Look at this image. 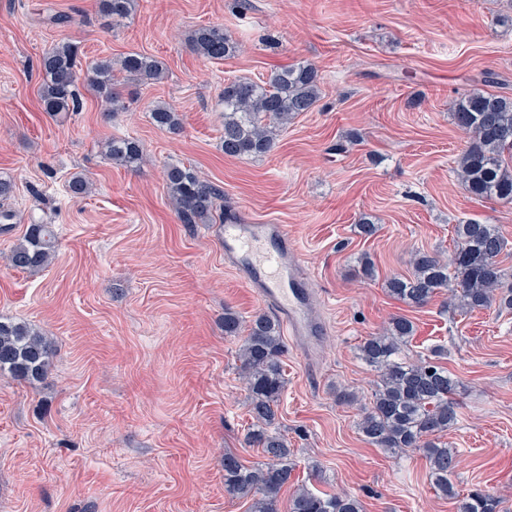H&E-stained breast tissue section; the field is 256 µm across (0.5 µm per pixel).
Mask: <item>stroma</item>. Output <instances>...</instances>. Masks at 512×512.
Wrapping results in <instances>:
<instances>
[{"label": "stroma", "mask_w": 512, "mask_h": 512, "mask_svg": "<svg viewBox=\"0 0 512 512\" xmlns=\"http://www.w3.org/2000/svg\"><path fill=\"white\" fill-rule=\"evenodd\" d=\"M99 0H0V319L28 323L55 348L48 377L0 376V512H250L224 490L225 452L262 455L245 441L253 421L238 374L243 320L265 307L224 261L207 224H184L165 169L193 167L249 222L288 225L311 301L328 333L288 345L279 428L295 478L357 497L364 512H456L435 491L421 452H385L356 422L376 375L358 354L365 338L403 315L405 353L439 352L461 383L457 424L443 440L460 493L480 486L512 512V312L461 313L447 290L415 308L390 296L416 251L447 257L453 227L496 225L512 242V203L473 197L457 175L469 136L452 101L472 89L512 96V0H136L128 18ZM223 26L240 49L209 61L198 29ZM81 62L108 57L126 107L112 112L88 88L80 111L44 112L38 62L61 40ZM160 61L162 79L127 76L124 56ZM306 62L321 95L263 157L222 148L228 80H265ZM174 107L181 129L150 118ZM139 140L146 162L109 160L105 142ZM89 183L69 190L72 177ZM378 226L371 238L361 219ZM57 234L37 273L7 256L27 225ZM368 256L374 277L363 275ZM355 393L338 402V391Z\"/></svg>", "instance_id": "obj_1"}]
</instances>
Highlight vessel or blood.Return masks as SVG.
<instances>
[{
  "label": "vessel or blood",
  "instance_id": "obj_1",
  "mask_svg": "<svg viewBox=\"0 0 512 512\" xmlns=\"http://www.w3.org/2000/svg\"><path fill=\"white\" fill-rule=\"evenodd\" d=\"M224 258L241 274L247 288L271 308L293 344L306 347L325 327L311 303V282L302 270L292 237L284 224H247L228 212L215 225Z\"/></svg>",
  "mask_w": 512,
  "mask_h": 512
}]
</instances>
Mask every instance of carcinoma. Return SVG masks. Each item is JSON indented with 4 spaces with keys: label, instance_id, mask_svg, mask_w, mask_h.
Here are the masks:
<instances>
[{
    "label": "carcinoma",
    "instance_id": "obj_1",
    "mask_svg": "<svg viewBox=\"0 0 512 512\" xmlns=\"http://www.w3.org/2000/svg\"><path fill=\"white\" fill-rule=\"evenodd\" d=\"M101 10L112 18H125L135 0H100ZM194 49L208 60H222L237 45L220 26H205L195 34ZM81 69L77 48L68 41L54 46L40 60V98L47 112H77L82 100L77 84ZM122 70L139 78L159 80L161 63L141 54H129ZM85 82L112 109L123 107L112 78V61L99 59L86 65ZM320 97L317 68L304 62L290 64L256 82L235 79L224 83V154L230 157H262L274 147L279 132L303 112H310ZM454 124L472 137L458 161V175L478 199L512 202V98L482 90L461 94L451 106ZM160 128L180 127L177 112L166 104L151 111ZM109 157L126 167L138 168L145 160L135 139H111ZM169 196L183 224H208L222 209L224 193L200 179L189 166L171 164L166 169ZM507 242L494 224L469 219L454 226L453 249L443 260L432 252L413 255L409 277L386 280L391 296L412 306L429 303L446 288L450 302L463 313L475 310H512V277L500 256ZM56 252V236L50 224H30L11 249L10 265L21 271H37ZM414 334L405 316L391 318L384 331L359 346V355L375 372L370 406L357 421V429L377 448L394 453L406 449L422 452L429 463L434 488L456 500L457 512H500L501 500L483 488L460 495L452 482L457 467L455 453L441 437L458 421L456 395L460 382L448 368L429 359L415 361L402 356V347ZM224 335L243 336L239 349L240 377L248 392L250 412L256 423L245 439L262 450L265 462L247 466L240 457L224 454V490L251 500V512H279V495L288 487L296 463L288 438L278 426V406L285 387L283 369L286 345L280 324L265 314L249 324L224 311ZM54 349L41 332L22 322L0 320V374L19 381H39L49 372ZM287 512H363L358 498L347 493L314 492L301 485L288 497Z\"/></svg>",
    "mask_w": 512,
    "mask_h": 512
}]
</instances>
